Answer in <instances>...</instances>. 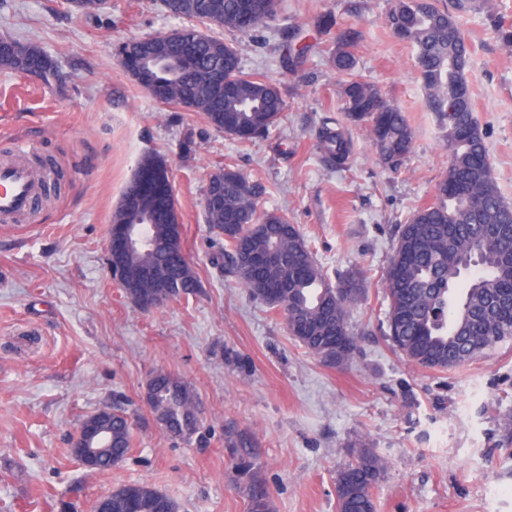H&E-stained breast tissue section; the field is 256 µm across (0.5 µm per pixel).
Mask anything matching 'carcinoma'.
Wrapping results in <instances>:
<instances>
[{
  "mask_svg": "<svg viewBox=\"0 0 512 512\" xmlns=\"http://www.w3.org/2000/svg\"><path fill=\"white\" fill-rule=\"evenodd\" d=\"M281 0H170L164 5L175 17L194 22L219 21L224 28L250 35L274 19ZM473 10L472 0H391L386 25L391 34L415 50V66L426 103L446 130L448 170L434 199L419 207L401 225L383 278L387 303V338L416 366L444 372L482 357L512 340V204L501 195L492 175L485 139L475 118L467 76L470 47L458 17ZM167 67L173 72L162 100L195 102L196 111L216 130L239 140L259 137L285 112L279 88L263 75L246 73L238 49L192 24L170 32ZM359 37L344 31L333 51L342 84L344 112L355 124L367 126L382 161L397 169L411 152L413 131L404 113L383 100L372 84L353 76L351 48ZM190 44L196 66L224 69V97L190 73L180 71V47ZM0 69L36 76L44 85L60 81L55 61L38 45L12 37L0 38ZM324 150L342 163L349 144L339 130L321 132ZM138 194L147 213L145 226L153 246L135 257L116 255L123 292L132 302L146 297L160 304L192 295L199 282L189 262L168 241L172 225L181 223L169 165L145 153L137 161L122 197ZM207 194H218L223 207L209 213L224 251L213 263L223 266L254 297L284 313L288 333L310 355L326 365L346 364L356 340L349 329V308L363 294L356 273L332 283L313 257L300 230L278 212L258 211L256 192L238 170L226 166L221 181L210 174ZM250 254L271 255L262 267L246 262ZM144 267L158 270L165 287L141 278ZM152 410L170 426L199 433L200 420L190 387L166 373L150 381ZM110 430L105 445L112 455L130 453L132 421L112 407L103 421ZM243 481L248 512H270V493L249 448H229ZM380 459L361 450L336 473L338 512H375L372 489L381 476ZM136 512H179L178 504L146 483H132L112 493V508L125 512L127 501Z\"/></svg>",
  "mask_w": 512,
  "mask_h": 512,
  "instance_id": "obj_1",
  "label": "carcinoma"
}]
</instances>
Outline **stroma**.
I'll use <instances>...</instances> for the list:
<instances>
[{
    "mask_svg": "<svg viewBox=\"0 0 512 512\" xmlns=\"http://www.w3.org/2000/svg\"><path fill=\"white\" fill-rule=\"evenodd\" d=\"M462 30L469 80L493 175L512 202V51L490 18L512 23V0H483ZM391 0H284L277 18L238 47L245 72L275 83L282 119L243 143L200 113L154 98L117 62L130 41L182 26L162 0H112L84 14L67 0H0V35L31 41L63 80L48 89L0 69V154L24 143L67 178L16 224L0 223V512H90L121 485L144 482L179 512H248L229 442L254 448L272 512H337L336 473L361 444L384 460L375 512H512V341L438 372L394 350L384 334L382 278L400 224L430 201L448 168L444 131L426 104L415 52L384 17ZM359 31L355 72L397 105L413 144L398 171L385 167L367 130L343 112V80L318 16ZM310 45L284 66L287 45ZM341 129L349 155L336 165L322 126ZM170 168L188 260L200 286L162 308L134 306L112 280V212L137 159ZM230 164L256 186L260 211L298 225L330 277L361 273L350 311L357 349L343 367L322 364L289 335L282 312L254 298L212 262L222 242L203 211L210 173ZM165 372L192 389L201 420L171 436L146 401ZM121 404L133 449L91 472L70 453L84 418Z\"/></svg>",
    "mask_w": 512,
    "mask_h": 512,
    "instance_id": "35a3bbf8",
    "label": "stroma"
}]
</instances>
